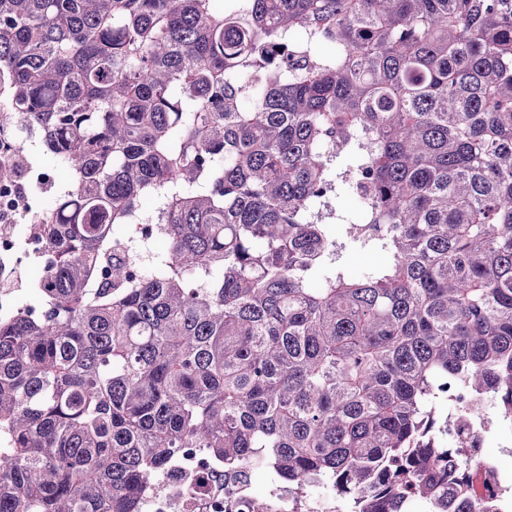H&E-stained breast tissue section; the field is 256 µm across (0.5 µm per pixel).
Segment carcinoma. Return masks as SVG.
I'll return each instance as SVG.
<instances>
[{"instance_id": "cac0c4a2", "label": "carcinoma", "mask_w": 512, "mask_h": 512, "mask_svg": "<svg viewBox=\"0 0 512 512\" xmlns=\"http://www.w3.org/2000/svg\"><path fill=\"white\" fill-rule=\"evenodd\" d=\"M0 137L62 172L0 311V512H137L190 448L495 512L436 402L512 418V0H0ZM457 409H463L478 416L480 419L486 421V414L491 406H494L495 401L491 396H486L480 400H475L468 394H462L458 397H453Z\"/></svg>"}]
</instances>
